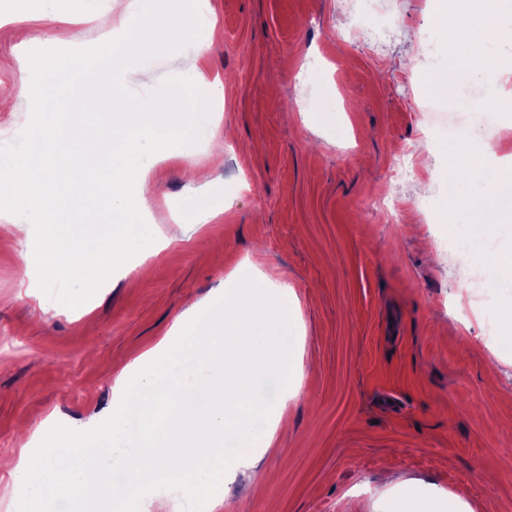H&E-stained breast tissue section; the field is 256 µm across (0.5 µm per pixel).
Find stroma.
Here are the masks:
<instances>
[{
    "label": "stroma",
    "instance_id": "1",
    "mask_svg": "<svg viewBox=\"0 0 512 512\" xmlns=\"http://www.w3.org/2000/svg\"><path fill=\"white\" fill-rule=\"evenodd\" d=\"M209 4L206 23L154 59L151 84L203 112L219 104L207 132L223 141L224 162L208 184L189 183L185 171L208 163L198 143L139 186L147 221L169 242L149 260L150 281H57L37 249L43 227L19 237L0 215V456H17L24 433L84 430L111 408L133 355L191 304L258 271L292 287L298 393L287 430L256 457L262 492L240 475L202 512H398L407 498L421 512H512V466L487 471L512 456V351L495 344L466 288L483 259L462 265L446 247L468 228L420 208L426 195L449 207L441 145L475 121L471 101L495 103L483 131L512 152V109L497 103L512 80L432 94L427 76L447 79L449 52L425 0H395L387 13L353 0ZM60 7L62 21L41 28L38 0H0V82L18 80L33 37L89 45L108 29L67 23L77 0ZM190 58L206 83L179 85ZM401 158L416 172L406 184L393 179ZM386 193L389 211L372 212ZM205 210L217 213L201 227L208 249L185 233Z\"/></svg>",
    "mask_w": 512,
    "mask_h": 512
}]
</instances>
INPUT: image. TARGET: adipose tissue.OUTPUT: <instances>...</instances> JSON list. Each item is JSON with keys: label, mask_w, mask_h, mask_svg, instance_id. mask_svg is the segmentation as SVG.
I'll list each match as a JSON object with an SVG mask.
<instances>
[{"label": "adipose tissue", "mask_w": 512, "mask_h": 512, "mask_svg": "<svg viewBox=\"0 0 512 512\" xmlns=\"http://www.w3.org/2000/svg\"><path fill=\"white\" fill-rule=\"evenodd\" d=\"M499 0H468L456 10L454 0H427L431 25L448 46L459 48L458 74L488 84L512 75V26L495 24ZM117 17L123 41L107 38L91 51L51 53L47 62H22L18 83L1 89V99H14L33 116L34 125L17 144L0 156V178L16 180L18 190L0 188V211L7 213L19 232L31 225L50 224L54 230L41 242L54 276L80 273L83 278L104 280L112 265L127 254L142 258L133 268L145 277L144 262L165 247L150 225L138 221L147 201L130 191L131 180L145 181L158 159L174 144L192 141L196 129L212 120L209 112L178 115L163 97L139 93L112 95L50 92L53 71L79 69L100 83L113 78L109 58H119L125 73L147 76L148 60L163 55L191 25L182 0H82L80 20ZM108 133L90 146L79 147L74 132L88 119ZM452 173L448 202L461 223L481 221L490 229L512 232L497 189L512 180V159L497 154V145L473 130L453 137ZM477 182L480 197L460 194L461 185ZM93 201L107 216L102 231L93 237L81 234L62 221L66 207Z\"/></svg>", "instance_id": "obj_1"}]
</instances>
